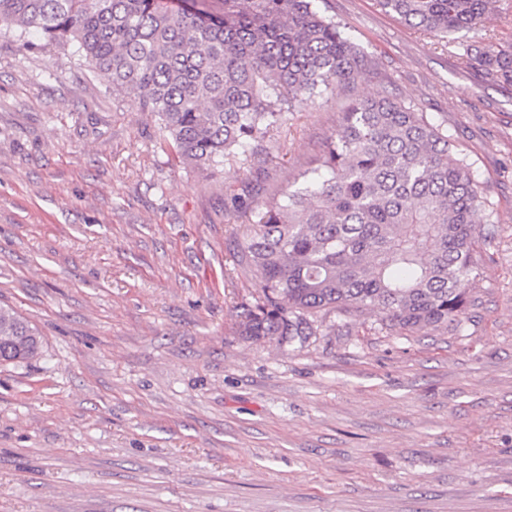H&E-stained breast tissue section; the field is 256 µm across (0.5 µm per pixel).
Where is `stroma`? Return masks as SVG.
Returning <instances> with one entry per match:
<instances>
[{
	"label": "stroma",
	"mask_w": 512,
	"mask_h": 512,
	"mask_svg": "<svg viewBox=\"0 0 512 512\" xmlns=\"http://www.w3.org/2000/svg\"><path fill=\"white\" fill-rule=\"evenodd\" d=\"M316 5L369 71L213 173L107 74L0 25V307L43 338L0 366V512H512V86L465 55L512 42V0L445 40L377 0ZM384 95L445 124L494 205L461 327L241 336L255 216L230 196L273 197Z\"/></svg>",
	"instance_id": "35a3bbf8"
}]
</instances>
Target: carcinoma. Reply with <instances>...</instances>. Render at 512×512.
<instances>
[{"label": "carcinoma", "mask_w": 512, "mask_h": 512, "mask_svg": "<svg viewBox=\"0 0 512 512\" xmlns=\"http://www.w3.org/2000/svg\"><path fill=\"white\" fill-rule=\"evenodd\" d=\"M497 0H378L406 25L443 37L478 27ZM19 37L77 47L153 113L177 158L214 172L264 142L293 107L341 89L367 67L345 26L315 0H0ZM472 57L512 86V44ZM238 261L259 290L239 322L252 340L301 343L318 318L368 313L390 331L459 327L495 238L493 203L442 124L389 96L354 100L319 165L256 208ZM485 214L478 229L474 215ZM37 330L0 308V364L37 357Z\"/></svg>", "instance_id": "1"}]
</instances>
